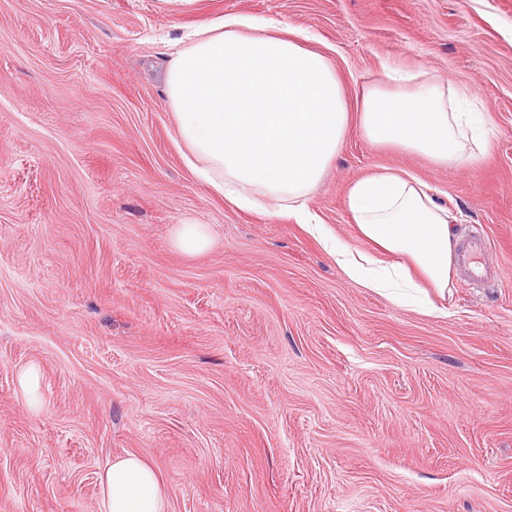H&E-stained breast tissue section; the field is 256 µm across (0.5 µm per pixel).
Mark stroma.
I'll list each match as a JSON object with an SVG mask.
<instances>
[{
  "label": "stroma",
  "instance_id": "stroma-1",
  "mask_svg": "<svg viewBox=\"0 0 512 512\" xmlns=\"http://www.w3.org/2000/svg\"><path fill=\"white\" fill-rule=\"evenodd\" d=\"M229 14L309 33L353 112L388 64L466 87L494 130L477 162L353 125L307 205L365 251L349 186L409 171L456 241L489 237L494 279L455 266L438 312L395 304L196 178L165 74ZM182 224L208 248L177 249ZM127 453L169 512H512V0H0V512H100ZM41 372L38 366L24 368L19 376V386L30 408L36 410L41 405L40 392Z\"/></svg>",
  "mask_w": 512,
  "mask_h": 512
}]
</instances>
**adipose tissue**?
<instances>
[{
    "label": "adipose tissue",
    "instance_id": "adipose-tissue-1",
    "mask_svg": "<svg viewBox=\"0 0 512 512\" xmlns=\"http://www.w3.org/2000/svg\"><path fill=\"white\" fill-rule=\"evenodd\" d=\"M167 105L188 167L241 209H280L299 217L337 265L363 288L397 304L424 308L430 293L447 296L455 239L452 216L428 186L386 170L353 182L346 207L363 252L333 235L307 207L311 190L340 151L350 124L372 144L415 153L438 167L483 155L490 129L468 100L428 72L402 75L386 66L349 112L335 70L301 46L292 29L227 16L180 41L166 80ZM101 512H168L166 486L141 456L116 458L98 479Z\"/></svg>",
    "mask_w": 512,
    "mask_h": 512
}]
</instances>
